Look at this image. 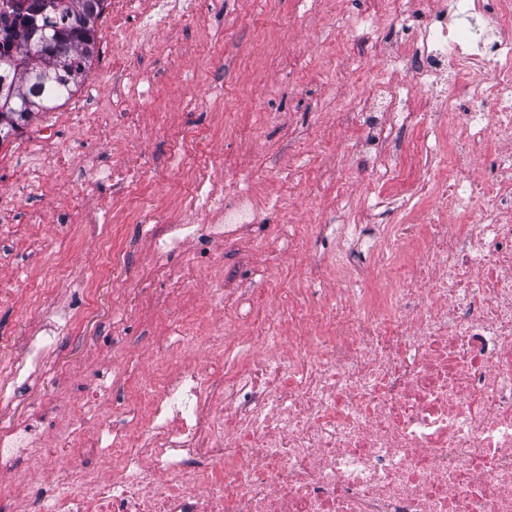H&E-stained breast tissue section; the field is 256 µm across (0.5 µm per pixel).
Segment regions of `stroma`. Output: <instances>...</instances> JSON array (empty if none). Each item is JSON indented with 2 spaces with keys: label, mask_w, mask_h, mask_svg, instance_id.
<instances>
[{
  "label": "stroma",
  "mask_w": 512,
  "mask_h": 512,
  "mask_svg": "<svg viewBox=\"0 0 512 512\" xmlns=\"http://www.w3.org/2000/svg\"><path fill=\"white\" fill-rule=\"evenodd\" d=\"M371 16L380 38L392 41L394 58L374 48L353 46L364 16ZM120 46L116 63L108 49ZM412 48L397 37L372 0H205L194 14L171 17L147 44H129L113 29L111 13L98 23L97 54L72 99L55 104V142L63 166L46 172L41 186L30 183L40 169V121H32L0 145V209L16 224L41 227L45 250L41 275L60 300L74 297L69 280L53 270L66 237L61 214L70 198L94 206L106 188L88 190L94 160L112 167L138 164L144 179L131 194L137 216L112 209L110 268H102L94 243L80 244L69 259L77 276L92 287L93 306L77 319L74 339L46 359L35 392L45 401L69 400L82 406L94 381L110 372L112 357L123 354L130 367L145 371L160 354L158 336L175 318V283L193 291L202 312L217 324L232 322L236 335L256 333L248 310L263 299L277 314L269 288L288 287L301 263L288 250V234L301 224L313 237L310 250L330 255L336 245L320 234L321 225L363 223L368 208L384 200L382 183L363 180L359 161L374 154L370 139L353 114L349 99L367 97L362 81L372 71L393 90L405 91L408 75L400 60ZM91 113L92 127L71 114L75 104ZM117 112L133 113L125 128L112 127ZM223 122H216V114ZM201 160L219 155L223 166L207 174L224 196L242 190L257 205L255 222L235 242L216 241L209 252L186 243L171 255H158L150 240L165 224L197 223L188 200L170 201L171 188H187L191 174L171 167L177 154ZM222 260L223 305L211 303L213 260ZM23 256L0 267V375L23 353L38 328L33 314L42 291L11 281ZM122 314L113 324L114 314Z\"/></svg>",
  "instance_id": "stroma-1"
}]
</instances>
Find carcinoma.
Masks as SVG:
<instances>
[{
  "label": "carcinoma",
  "mask_w": 512,
  "mask_h": 512,
  "mask_svg": "<svg viewBox=\"0 0 512 512\" xmlns=\"http://www.w3.org/2000/svg\"><path fill=\"white\" fill-rule=\"evenodd\" d=\"M107 0H13L0 14V144L83 80L97 43V23ZM38 32L52 39L46 52L29 44Z\"/></svg>",
  "instance_id": "cac0c4a2"
}]
</instances>
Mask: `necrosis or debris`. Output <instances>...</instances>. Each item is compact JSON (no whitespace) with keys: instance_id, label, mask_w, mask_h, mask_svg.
Masks as SVG:
<instances>
[{"instance_id":"obj_1","label":"necrosis or debris","mask_w":512,"mask_h":512,"mask_svg":"<svg viewBox=\"0 0 512 512\" xmlns=\"http://www.w3.org/2000/svg\"><path fill=\"white\" fill-rule=\"evenodd\" d=\"M413 44L411 89L441 92L431 118L383 88L359 118L368 131L417 124L407 156L425 176L376 160L364 173L400 202L438 194L459 223L343 225L335 257L275 289L288 314L259 318L260 335L228 341L186 315L161 337L169 367L142 384L124 426L105 405L119 364L87 411L37 408L0 432L1 469L45 458L5 512H512V0H454ZM463 101L478 110L458 111ZM192 191L210 238L253 220L246 193L216 205L201 175ZM113 205L73 202L69 243L98 241L110 259ZM41 315L0 378L1 405L74 330L69 305L43 299ZM189 342L201 359L185 366ZM57 420L66 450L48 457L42 426Z\"/></svg>"}]
</instances>
